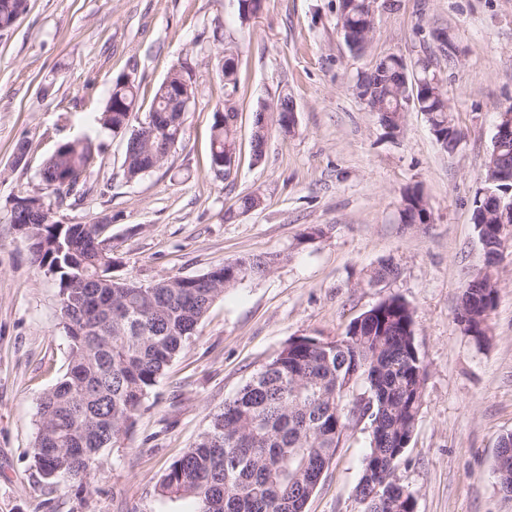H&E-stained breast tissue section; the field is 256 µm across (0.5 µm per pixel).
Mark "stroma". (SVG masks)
Here are the masks:
<instances>
[{
	"label": "stroma",
	"instance_id": "stroma-1",
	"mask_svg": "<svg viewBox=\"0 0 512 512\" xmlns=\"http://www.w3.org/2000/svg\"><path fill=\"white\" fill-rule=\"evenodd\" d=\"M455 52L441 53L437 31ZM239 57L227 94L217 56ZM388 54L428 59L442 80L454 152L426 115L409 107L398 137L386 135L355 91L360 72ZM184 67L195 89L184 138L158 168L123 175L125 135L97 117L113 80L139 85L131 128L144 122L156 88ZM293 100L294 133H272L253 161L256 110ZM512 106V0H379L363 53L338 25V0H265L241 19L238 0H28L0 30V512H195L193 499L156 493L169 465L291 340L331 341L391 295L415 312L426 366L423 404L397 471L415 512H512L494 460L512 433V238L493 271L490 336L477 344L457 318L460 289L483 266L473 223L499 114ZM238 114L240 152L228 178L210 168L216 108ZM88 136L102 151L84 195L59 215L73 224L103 216L119 277L154 281L201 275L246 255H279L259 279L227 288L170 363L122 447L99 457L87 486L47 484L30 446L41 395L65 373L69 342L57 287L31 260L11 222L16 199L39 193V173L60 143ZM25 163H12L18 141ZM417 186L429 223L399 222L402 193ZM261 193V209L238 199ZM316 229L314 240L301 236ZM390 265L394 276L374 273ZM369 434L351 426L306 512H360L354 496Z\"/></svg>",
	"mask_w": 512,
	"mask_h": 512
}]
</instances>
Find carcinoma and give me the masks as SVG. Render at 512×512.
Listing matches in <instances>:
<instances>
[{
    "label": "carcinoma",
    "instance_id": "1",
    "mask_svg": "<svg viewBox=\"0 0 512 512\" xmlns=\"http://www.w3.org/2000/svg\"><path fill=\"white\" fill-rule=\"evenodd\" d=\"M27 10V0H0V25ZM373 0H339V23L349 47L361 52ZM395 54L380 58L355 84L356 94L379 113L385 133H400L408 111L406 84L415 83L419 111L425 113L441 147L452 152L460 136L448 125L443 91L421 80ZM224 88L239 86L238 60L230 56ZM169 84L156 89L148 115L164 112L169 89L188 86L184 69H172ZM139 85L122 74L112 81L101 126L129 133L124 172L129 180L159 167L171 152L169 135L142 137L128 131ZM287 135L294 121L287 112L255 118L251 138L254 159L262 158L271 132ZM96 146L89 137L68 140L41 169L42 190L56 207L84 184ZM238 150L237 113L214 116L210 166L217 177L230 175ZM485 198L474 200V224L485 231L488 266L482 278L465 281L459 320L477 343L488 341V317L475 304L494 306L492 280L499 241L494 219L484 218ZM49 219L32 225L39 249L34 263L56 283L60 323L69 339V364L62 379L39 401L31 455L46 482L66 476L83 485L98 476V455L119 448L134 429L145 399L174 356L224 290L246 278L268 273L278 256H242L235 273L220 266L202 275L141 282L113 275L112 245L105 244L110 220L59 224ZM403 224H427L431 213L422 190L404 192ZM353 319L334 341L302 337L288 343L213 414L199 440L175 459L162 476L158 494L170 500L191 497L196 512H305L325 469L354 422H365L372 439L355 486L361 512H414L415 497L396 476L423 402L426 367L415 339V316L392 295ZM495 474L505 497L512 496V434L498 442Z\"/></svg>",
    "mask_w": 512,
    "mask_h": 512
}]
</instances>
